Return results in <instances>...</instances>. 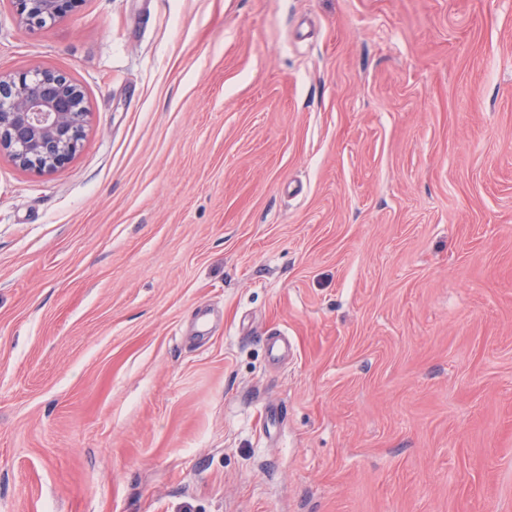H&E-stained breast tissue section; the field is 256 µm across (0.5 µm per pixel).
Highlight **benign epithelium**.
Segmentation results:
<instances>
[{"label": "benign epithelium", "instance_id": "1", "mask_svg": "<svg viewBox=\"0 0 512 512\" xmlns=\"http://www.w3.org/2000/svg\"><path fill=\"white\" fill-rule=\"evenodd\" d=\"M20 24L43 28L84 0H9ZM89 112L82 87L68 74L36 67L0 74V151L18 167L50 175L82 147Z\"/></svg>", "mask_w": 512, "mask_h": 512}]
</instances>
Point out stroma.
Segmentation results:
<instances>
[{"instance_id":"obj_1","label":"stroma","mask_w":512,"mask_h":512,"mask_svg":"<svg viewBox=\"0 0 512 512\" xmlns=\"http://www.w3.org/2000/svg\"><path fill=\"white\" fill-rule=\"evenodd\" d=\"M37 66L89 120L0 152V512H512V0L0 9ZM20 24L43 28L75 12L84 0H8Z\"/></svg>"}]
</instances>
